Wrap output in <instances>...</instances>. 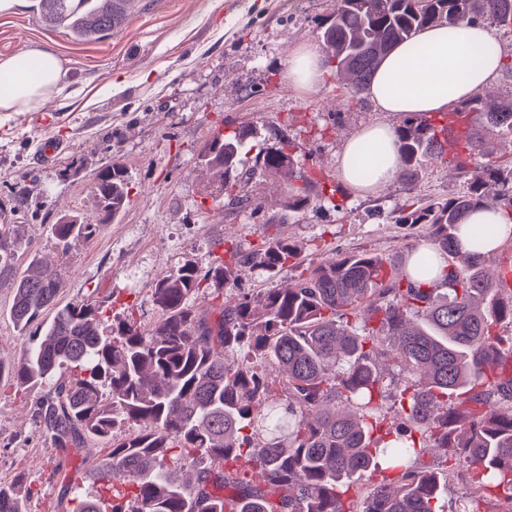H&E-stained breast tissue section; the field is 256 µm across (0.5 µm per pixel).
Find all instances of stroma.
<instances>
[{"label":"stroma","mask_w":512,"mask_h":512,"mask_svg":"<svg viewBox=\"0 0 512 512\" xmlns=\"http://www.w3.org/2000/svg\"><path fill=\"white\" fill-rule=\"evenodd\" d=\"M332 0H139L136 11L108 39L79 43L62 28L46 27L37 0H17L0 13V58L53 49L67 68L75 99L58 97L36 112L0 118V200L14 199L11 223L22 225L20 267L29 254L57 268L61 303L102 305L101 328L135 310L145 328L160 317L155 284L177 267L207 271L230 247L248 252L274 233L305 245L320 244L318 260L345 251L384 258L411 239L395 212L412 202L448 199L465 192L468 177L429 161L421 178L398 179L361 199L338 193L336 155L360 126L379 120L370 102L355 104L333 75L310 89L288 83V57L316 41ZM59 113L60 124L43 116ZM259 128L255 150L278 146L280 133L298 136L304 126H330L323 137L303 139L304 167L330 173L314 188L316 205L283 216L282 180L253 176L244 186L256 210L217 208L199 150L216 135L245 125ZM59 144L45 158L43 144ZM129 176V205L112 223L68 255L47 232L57 213L93 216L91 180L108 162ZM14 290L0 282V359L18 357L28 338L14 325ZM40 388L20 390L0 381V482H23L33 496L24 512H61L54 477L62 453L34 420Z\"/></svg>","instance_id":"obj_1"}]
</instances>
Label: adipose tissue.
<instances>
[{
    "mask_svg": "<svg viewBox=\"0 0 512 512\" xmlns=\"http://www.w3.org/2000/svg\"><path fill=\"white\" fill-rule=\"evenodd\" d=\"M503 60L493 30L482 23L432 27L412 42L394 47L364 92L383 118L364 125L345 141L336 156L340 179L355 195L376 194L399 172L395 119L448 111L492 86ZM0 71L13 77L9 88L0 92V112L38 110L66 87L61 59L50 49L35 50L30 57L2 59ZM324 72L320 48L308 43L293 52L288 82L311 88ZM359 158L369 168L364 180L355 176L354 162Z\"/></svg>",
    "mask_w": 512,
    "mask_h": 512,
    "instance_id": "1",
    "label": "adipose tissue"
}]
</instances>
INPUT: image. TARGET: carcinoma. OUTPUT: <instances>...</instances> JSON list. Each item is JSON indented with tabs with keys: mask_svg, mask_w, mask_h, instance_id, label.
Masks as SVG:
<instances>
[{
	"mask_svg": "<svg viewBox=\"0 0 512 512\" xmlns=\"http://www.w3.org/2000/svg\"><path fill=\"white\" fill-rule=\"evenodd\" d=\"M130 0H39L50 27L80 41L109 37L127 18ZM489 22L512 28V0H336L318 26L327 65L356 103L387 52L442 24ZM459 131L407 117L396 128L401 174L413 180L427 159L450 160L470 176L467 191L445 201L401 207L396 223L427 225L425 239L391 262L366 252L309 263L288 290L257 289L236 298L219 286L256 267L276 273L306 262L307 250L274 234L259 249L229 248L200 273L184 264L153 288L160 311L147 329L134 310L99 331L101 306L60 305L57 270L32 257L18 262L20 225L0 224V282L12 281L11 314L41 335L10 365L19 387L44 386L43 432L80 458L112 512H436L437 471L473 495H501L512 512V255L495 277L478 252L463 253L458 234L477 208L512 213V160L491 159L493 140L512 137V97L487 104L477 95L453 108ZM255 128L216 136L198 153L213 201L250 202L242 179L284 177L283 210L315 204L325 177L296 170L300 140L249 160ZM97 220L60 213L50 225L68 254L129 204L125 167L109 163L92 182ZM445 259L443 282L416 284ZM414 315L419 323L408 322ZM248 348L274 372L231 357ZM405 374L399 421L385 422L378 400L389 366ZM73 377L58 381L61 369ZM196 459V478L179 484L171 466ZM60 500L71 512H107L94 495ZM0 512H22L19 491L0 483Z\"/></svg>",
	"mask_w": 512,
	"mask_h": 512,
	"instance_id": "obj_1",
	"label": "carcinoma"
}]
</instances>
